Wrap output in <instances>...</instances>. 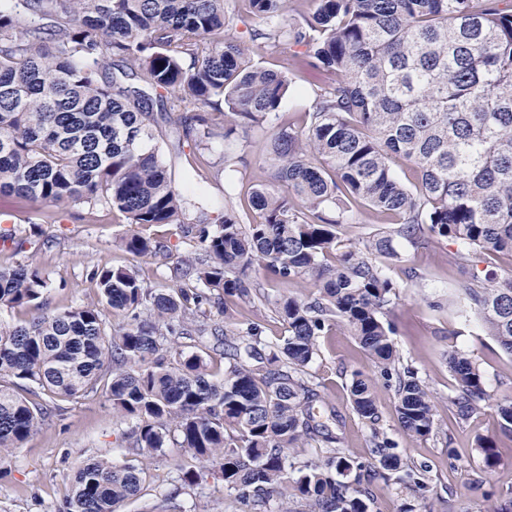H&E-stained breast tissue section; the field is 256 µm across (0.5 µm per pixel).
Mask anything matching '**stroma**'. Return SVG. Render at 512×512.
<instances>
[{
  "label": "stroma",
  "instance_id": "1",
  "mask_svg": "<svg viewBox=\"0 0 512 512\" xmlns=\"http://www.w3.org/2000/svg\"><path fill=\"white\" fill-rule=\"evenodd\" d=\"M328 78L300 69L280 108L287 119L309 109ZM270 134L259 130L239 132L236 142L214 138L204 157H196L191 144L176 146L170 130L158 137L159 153L172 173L176 186L188 195H203L215 209L224 206V182L214 178L211 165L224 152L237 151L238 169L245 173L238 193H247L252 181L262 179V160ZM0 207L11 210L18 249L0 248V266L17 262L41 269L51 283L50 309L61 310L81 302L97 300L99 291L89 272L94 265H136L145 279L158 285L162 273L154 260L133 259L117 245L129 226L118 211L97 205H61L55 208L0 194ZM456 245L440 240L427 250L412 253L408 264L391 267L390 279L399 288V300L390 317L397 332L400 354L411 359L427 382L433 396L441 429L436 439L411 440L399 430L392 391L378 387L381 425L398 443L407 459L428 464L432 491L429 499L435 512H497L499 490L512 487V435L500 432L494 409L459 423L448 403L456 381L448 369V329L458 333L459 348L473 352L484 374L493 400L512 399V355L504 352L476 322H466L445 309L432 308L435 300H447L469 279L468 270L449 260ZM417 272L420 284L409 274ZM360 369L375 373L376 367L355 341L341 330L320 337L317 357L308 372L313 383L343 417V446L356 456H367L370 430L349 407L347 374ZM127 422L116 418L103 394L65 403L64 409L46 420L23 447L0 463V512H57L72 490V477L87 458L106 455L117 461H140L146 468L142 494L123 503L119 512H153L162 494L179 482L181 469L195 464L182 448L140 458L123 447L121 437ZM495 437L500 461L485 470L475 448L480 436ZM181 512H234L221 480L207 478L200 486L185 490L176 500Z\"/></svg>",
  "mask_w": 512,
  "mask_h": 512
}]
</instances>
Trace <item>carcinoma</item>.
I'll return each instance as SVG.
<instances>
[{
	"mask_svg": "<svg viewBox=\"0 0 512 512\" xmlns=\"http://www.w3.org/2000/svg\"><path fill=\"white\" fill-rule=\"evenodd\" d=\"M16 0L0 10V193L48 205L102 204L136 229L120 246L167 257L145 228L194 225L191 257L153 286L131 266L90 270L100 301L49 310L39 269L0 267V308L35 312L0 324V462L59 402L101 392L126 434L150 456L184 448L216 468L238 512H374L372 485L428 506L429 466L408 461L380 427L377 381L394 383L401 433L438 430L432 394L395 345L387 319L399 291L387 270L443 238L471 269L453 305L512 355V274L478 269L512 257V0H315L295 17L288 0ZM251 41L296 69L332 72L301 123L280 121L289 72L253 63L226 36ZM119 62L108 72L105 59ZM130 66H125V63ZM165 95L155 96V92ZM183 109L177 141L196 149L224 129L275 126L267 179L254 184L252 220L236 208L235 161L224 153V213L176 188L151 145ZM399 156L416 174L400 180ZM388 225L339 246L356 209ZM306 281L308 299L282 295L276 342L244 315L269 302L264 282ZM124 322L107 330L106 313ZM341 329L379 375L350 373L351 411L371 430L370 453L342 447L339 412L313 387L318 339ZM448 331L450 403L468 421L492 406L512 434V400L492 402L473 353ZM195 342L187 351L179 340ZM46 395L55 404L30 397ZM486 466L492 436L477 438ZM301 448H323L321 460ZM145 469L95 456L76 471L58 512H117L141 494Z\"/></svg>",
	"mask_w": 512,
	"mask_h": 512,
	"instance_id": "carcinoma-1",
	"label": "carcinoma"
}]
</instances>
